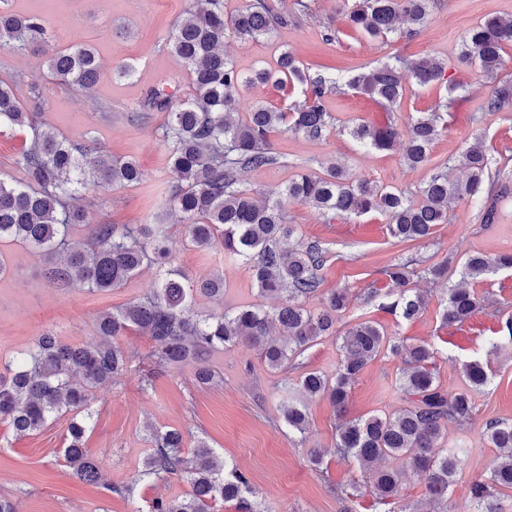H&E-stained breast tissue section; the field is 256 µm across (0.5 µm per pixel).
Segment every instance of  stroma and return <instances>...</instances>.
<instances>
[{
  "mask_svg": "<svg viewBox=\"0 0 512 512\" xmlns=\"http://www.w3.org/2000/svg\"><path fill=\"white\" fill-rule=\"evenodd\" d=\"M341 2L314 0L310 14L296 15L288 26L268 36L226 40L224 53L249 73L273 65L278 54L287 50L304 66H327L336 76L387 62L434 56L447 63V75L459 83V90L449 91L440 83L423 88L410 84L400 107L389 111L368 97L339 87L325 99L335 133L312 141L273 132L270 139L275 151L284 156V164L243 172V188L261 192L332 161L345 167L353 178L413 192L476 134L483 135L492 156L512 177V109L486 111L489 87L485 77L459 58L464 33L486 17H512V0H433L427 23L416 33H398L384 40L350 31L338 14ZM193 3L11 0L18 12L38 11L46 17L55 47L64 49L79 42L93 45L103 77L92 93L77 92L52 77L42 57L0 50V80L15 84L23 97L30 83H38L39 110L60 135L74 140L92 138L100 153L134 160L147 174L136 186L84 190L82 204L89 223L146 224L161 211L168 181L161 140L165 115L140 112L135 121L131 114L140 111L146 91L158 83H167L169 91L181 99L191 93L190 75L171 53L168 37ZM124 65L134 68L132 78L116 77V69ZM440 101L448 104V128L423 167L409 168L397 149L365 151L347 132L355 122L382 125L392 120L403 128ZM494 208L495 219L487 224L480 208L457 203L448 222L438 225L431 238L399 243L388 236L379 213L327 223L314 209L289 203L288 216L299 236L321 241L329 252L322 272V293L338 288L350 291V305L336 324V335L323 337L304 352L307 369L334 373L341 333L351 321L370 319L398 338L435 348L442 388L448 392L460 388L462 363L484 358L488 344L498 338V323L480 314L461 327L448 329L441 325L440 311L449 286L460 279L459 258L475 252L494 255L512 251V190L495 197ZM165 222L178 242L179 268L196 278L223 273L225 304L257 301L253 281L241 264L225 257L223 249L203 252L182 244L179 213L167 212ZM0 259L7 267L0 275V370L16 351L33 345L47 330L73 344L97 342L98 316L141 297L161 273L160 267L151 265L110 291L65 290L47 284L43 257L26 243L0 240ZM414 260L427 266L448 261V276L435 282L412 276L411 287L422 290L428 304L421 316L405 320L385 311L387 296L372 298L368 290L372 284L383 283V266ZM220 304L202 297L196 309L209 314L218 311ZM117 342L137 352L139 358L115 384L100 387L91 395L93 418L86 446L98 459L102 484H84L66 466L63 448L68 416L25 436L0 423V494L14 496L18 512H146L156 497L185 495L190 490L187 483L153 484L138 478L151 424L181 430L189 448L196 439H205L223 460L247 473L256 500L270 505L274 512H341V493L351 488L358 491L353 512H373L369 477L355 460L336 453L338 418L327 399L309 402L307 436L279 425L281 382L296 381V373L285 376L268 369L254 348L240 343L211 356L210 363L221 380L201 387L195 384L188 366L151 371L146 355L152 342L138 331H127ZM494 366L491 385L476 398L475 423L464 430L448 431L449 446L469 451L448 490V512H459L468 484L482 476L499 454L484 439L486 421L512 422V347L502 349ZM401 368L400 359L390 355L369 362L350 389L347 416L391 415L404 408L406 401L397 384ZM313 448L324 454L321 466L309 462ZM111 483L131 486L132 496L108 492Z\"/></svg>",
  "mask_w": 512,
  "mask_h": 512,
  "instance_id": "stroma-1",
  "label": "stroma"
}]
</instances>
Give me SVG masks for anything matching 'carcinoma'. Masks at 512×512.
Returning a JSON list of instances; mask_svg holds the SVG:
<instances>
[{
  "label": "carcinoma",
  "mask_w": 512,
  "mask_h": 512,
  "mask_svg": "<svg viewBox=\"0 0 512 512\" xmlns=\"http://www.w3.org/2000/svg\"><path fill=\"white\" fill-rule=\"evenodd\" d=\"M0 0V49L23 54L38 51L45 56L51 74L75 89L91 92L100 83L102 71L95 49L77 43L60 51L54 48L44 17L31 12L20 15L6 9ZM430 0H354L345 11L350 29L370 38L384 39L407 25L413 33L428 16ZM288 26V13L278 12L266 0H251L236 15L224 16V0H201V7L188 10L175 27L169 48L187 67L193 93L184 100L161 82L150 88L142 111L164 112L162 141L168 152L171 185L166 205L181 213L187 244L199 249L220 246L224 253L248 267L258 295L285 296L270 310L258 303L232 306L219 314L202 316L196 300L206 296L224 298V277L214 274L192 279L174 266L169 226L140 224L132 229L115 224H85L84 210L75 205L81 191L90 185H138L144 173L132 159L100 156L92 141L63 139L51 126L33 122L32 114L14 87L0 80V128H29L16 156L15 165L26 181L11 183L0 178V239L22 240L47 257L45 280L55 288L88 287L108 291L119 288L149 262L168 266L149 292L116 311L97 319L100 340L76 346L52 333L38 337L34 347L16 353L0 373V422L18 435L42 429L48 421L71 414L63 448V459L79 481L96 485L101 474L97 460L85 446L93 390L110 385L130 367L132 356L114 342L128 330L151 338L147 359L154 369L195 365L196 382L210 386L217 373L208 363L211 353L232 347L244 339L255 348L272 370H300L298 399L280 404L285 426L306 438V402L326 398L341 423L336 427V451L354 458L360 469L372 474L375 504L387 512H420L405 502L403 480L409 473L425 477L429 498L440 504L448 500V488L461 465L460 448H444L448 428L465 429L476 416L475 395L491 383L490 360L463 364L464 386L448 394L437 381V351L429 344H409L388 336L372 320L352 324L341 336V361L334 376L302 370L300 357L312 343L336 333V323L349 305L348 291L340 288L323 296L320 272L328 252L317 240L284 244L297 235L288 223L290 201L317 210L326 221L347 219L371 211L383 215L386 230L399 242L430 238L435 227L448 223L452 204L485 198L500 183L504 172L492 170L493 157L481 141L448 160L444 168L413 195L377 188L356 181L338 164L319 173H299L283 187L258 199L240 187V174L282 164V156L271 146L270 134L282 128L311 140L333 133L324 97L337 89L336 81L321 70L309 71L289 51H282L273 69L242 75L224 57L221 47L231 36L256 39L277 27ZM512 46V18L494 16L468 30L462 40L463 59L478 67L492 84L485 108H512V81L499 78L505 48ZM420 86L445 81L447 64L422 57L408 66ZM270 81L299 86L301 100L289 110H272L254 104L244 118H234L238 94ZM345 85L377 101L386 109L400 105L405 87L395 65L383 64L349 76ZM440 102L431 112H421L399 129L392 124L371 126L358 123L349 135L362 148L390 151L404 141L402 159L410 168L425 165L435 141L445 129ZM459 170L463 178L451 173ZM87 225L86 240L72 239V228ZM512 268V253L494 256L475 254L462 264L461 284L448 288L441 313L444 327L461 326L488 305L487 299L464 283L488 273ZM382 274L395 299L383 309L411 320L423 313L426 297L409 287L407 264L385 266ZM318 299L320 307L308 302ZM502 341L491 344L494 356L512 344V316L501 324ZM386 352L401 359L399 390L409 406L397 415H373L365 419L345 418V402L352 384L365 366ZM149 452L143 457L139 480L147 483L179 479L191 491L177 498H157L149 512H215V507L233 502L239 512H274L253 499L250 478L243 471L218 461L216 451L204 439L184 448L177 429L148 427ZM484 435L500 455L481 478L468 489L463 512H496L500 492L512 489V423L490 420Z\"/></svg>",
  "instance_id": "1"
}]
</instances>
